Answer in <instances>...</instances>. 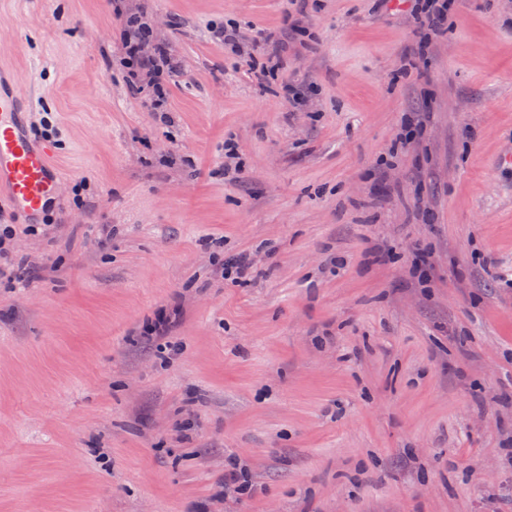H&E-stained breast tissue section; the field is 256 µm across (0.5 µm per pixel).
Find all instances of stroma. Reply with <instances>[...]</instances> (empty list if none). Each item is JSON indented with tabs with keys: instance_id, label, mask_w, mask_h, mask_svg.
Instances as JSON below:
<instances>
[{
	"instance_id": "stroma-1",
	"label": "stroma",
	"mask_w": 512,
	"mask_h": 512,
	"mask_svg": "<svg viewBox=\"0 0 512 512\" xmlns=\"http://www.w3.org/2000/svg\"><path fill=\"white\" fill-rule=\"evenodd\" d=\"M120 9L181 61L170 124ZM415 43L379 0H0L60 171L37 232L6 215L34 270L0 279V512H512V0H455L408 71Z\"/></svg>"
}]
</instances>
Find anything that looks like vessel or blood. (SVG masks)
<instances>
[{"instance_id":"vessel-or-blood-1","label":"vessel or blood","mask_w":512,"mask_h":512,"mask_svg":"<svg viewBox=\"0 0 512 512\" xmlns=\"http://www.w3.org/2000/svg\"><path fill=\"white\" fill-rule=\"evenodd\" d=\"M29 101L18 89V76L0 67V199L27 223H37L53 196L58 172L50 142L36 138L22 119Z\"/></svg>"}]
</instances>
